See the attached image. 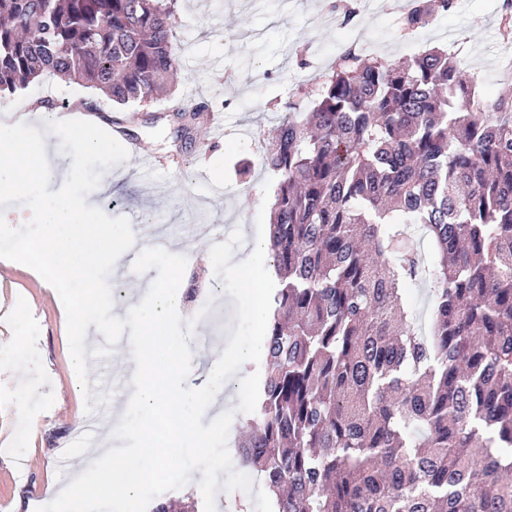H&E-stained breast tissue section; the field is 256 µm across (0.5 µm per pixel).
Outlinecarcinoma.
Instances as JSON below:
<instances>
[{
	"label": "carcinoma",
	"mask_w": 512,
	"mask_h": 512,
	"mask_svg": "<svg viewBox=\"0 0 512 512\" xmlns=\"http://www.w3.org/2000/svg\"><path fill=\"white\" fill-rule=\"evenodd\" d=\"M455 0H410L403 35ZM168 0H0V98L43 75L146 102L178 70ZM352 44L262 163L281 275L244 462L273 512H512V75ZM429 240L431 267L405 251ZM423 277L430 330L405 295Z\"/></svg>",
	"instance_id": "carcinoma-1"
}]
</instances>
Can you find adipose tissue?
I'll return each instance as SVG.
<instances>
[{"instance_id": "1", "label": "adipose tissue", "mask_w": 512, "mask_h": 512, "mask_svg": "<svg viewBox=\"0 0 512 512\" xmlns=\"http://www.w3.org/2000/svg\"><path fill=\"white\" fill-rule=\"evenodd\" d=\"M19 117L0 120V196L10 197L27 193L31 188L54 180L55 174L46 167V150H30L26 147L23 131L29 117L41 114V107L24 105ZM180 289L165 292L149 291L138 296L131 312L137 330L131 338L134 361L127 378V396L139 402L156 399L155 389L159 381L172 382L173 398L156 399L166 423L165 435H158L152 422H145L139 429L144 447H178L180 443L192 444L198 455H205L207 436L197 430L195 416L186 414L193 393L186 391L181 382L187 370L192 369L198 354L183 344L166 345L161 341L162 318L156 313L162 301L178 303Z\"/></svg>"}]
</instances>
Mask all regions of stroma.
<instances>
[{"label": "stroma", "instance_id": "obj_1", "mask_svg": "<svg viewBox=\"0 0 512 512\" xmlns=\"http://www.w3.org/2000/svg\"><path fill=\"white\" fill-rule=\"evenodd\" d=\"M409 0H390L387 12L359 11L345 25L325 0H174L178 18L174 47L178 78L167 95L129 112L76 83L44 76L21 96L0 99V118L15 114L20 100L71 109L96 99V125L110 129L125 119L138 154L112 169L110 190L90 198L109 216H123L139 228L141 239L165 236L173 247L203 253L218 247L237 256L264 238L271 218L277 179L262 163L263 141L278 122L289 96L311 105L318 94L315 76L352 40L365 53L399 59L428 47L446 46L458 34L465 70L477 90L498 88L499 58L512 42L499 35L502 0H456L455 9L419 30L400 37L398 23ZM308 48L310 65L298 67L295 52ZM208 102L224 117L226 135L212 138L207 119L179 131L176 107ZM222 151L219 167L208 158ZM262 260L248 270L225 265L213 274L202 267L183 270L181 313L166 332L173 340H205V358L221 362L227 390L239 387L238 358L251 356L250 371H262L257 346L266 330L252 318L246 280H261L269 267ZM221 305L206 312L213 289ZM129 361L109 356L97 361L81 386L75 373L57 292L27 266L0 271V512H36L52 498L51 487L67 484L89 449L101 447L128 404L124 395ZM27 408L18 411L17 399ZM25 429L23 451L8 450L15 430ZM69 449L71 467L57 463Z\"/></svg>", "mask_w": 512, "mask_h": 512}]
</instances>
